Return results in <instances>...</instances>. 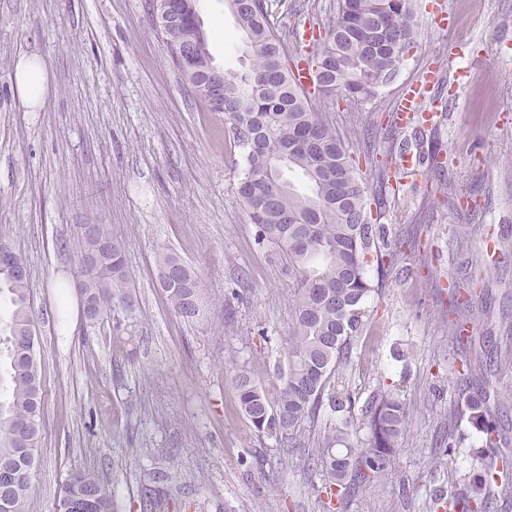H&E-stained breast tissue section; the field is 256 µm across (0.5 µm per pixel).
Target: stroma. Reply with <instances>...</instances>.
Wrapping results in <instances>:
<instances>
[{"instance_id": "obj_1", "label": "stroma", "mask_w": 512, "mask_h": 512, "mask_svg": "<svg viewBox=\"0 0 512 512\" xmlns=\"http://www.w3.org/2000/svg\"><path fill=\"white\" fill-rule=\"evenodd\" d=\"M416 0L417 46L397 77L366 100L312 98L383 196L375 237L407 246L362 304L363 327L336 390L351 412L323 408L305 425L361 418L380 390L412 412L389 477L347 512H429L433 492L480 469L482 424L445 414L457 397L450 338L453 282L481 290L475 338H489L493 420L512 440V0H446L451 26L430 25ZM150 0H0V239L29 263L43 391L30 512H56L68 475L94 471L116 512H323L318 469L287 438L251 429L227 371L267 381L287 347L295 285L277 246L259 242L237 198L239 169L224 115L207 111L157 31ZM216 62L244 60L224 0H198ZM45 62L53 88L21 111L12 81L20 54ZM435 71L432 121L396 126L404 88ZM411 150L414 169L397 156ZM442 169H435L433 159ZM388 169L380 184L379 169ZM83 224H108L127 251L133 309L85 328L77 243ZM176 253L200 282L203 315L174 312L157 252ZM457 448L439 449L445 432Z\"/></svg>"}]
</instances>
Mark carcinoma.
Wrapping results in <instances>:
<instances>
[{
	"mask_svg": "<svg viewBox=\"0 0 512 512\" xmlns=\"http://www.w3.org/2000/svg\"><path fill=\"white\" fill-rule=\"evenodd\" d=\"M184 0H153L156 26L168 47L200 39L185 19L168 31L161 14ZM239 30L247 70L224 81V123L233 145L243 151L244 176L237 195L261 238L284 250L295 280L292 317L288 324L285 367L275 381H257L248 369L230 371L238 404L253 430L276 436L298 435L327 405L343 408L335 381L362 327L361 305L373 291L365 275L368 259L380 269L392 267L401 243L372 236L367 195L336 130L312 106L308 92L293 79L285 36L270 21L267 0H225ZM417 16L414 0H337L336 16L319 37L312 62L327 70L335 89L352 98H367L393 81L404 57L416 47ZM294 61V60H292ZM299 64V61H294ZM211 112L206 81L189 79ZM300 172L307 188L299 190L282 178V169ZM112 249V268L83 282L84 292L99 307L94 327L118 309H131L126 250L122 238L107 224L96 225V240L80 237L79 254L95 241ZM159 284L174 311L186 318L200 315L199 281L173 254L156 257ZM30 273L22 276L0 269V459L24 454L34 458L38 442L42 387L29 289ZM462 318L451 324V337L472 346ZM487 367L486 351L468 354L459 376L466 380ZM467 404L479 412L485 435L480 474L463 486L436 493L435 512H492L498 492L512 486V453L501 448L499 427L487 420V396H469ZM368 430L364 448L354 442L357 428L349 418L323 427L311 451L298 458L320 470L319 495L324 512H342L352 493L383 481L391 472L410 411L394 394L382 392L362 410ZM31 477L22 476L0 497V512H27ZM88 496L92 512H114L110 489L91 471L69 475L58 512Z\"/></svg>",
	"mask_w": 512,
	"mask_h": 512,
	"instance_id": "carcinoma-1",
	"label": "carcinoma"
}]
</instances>
